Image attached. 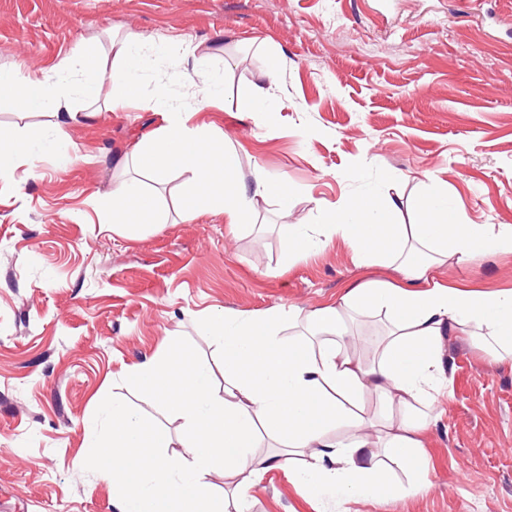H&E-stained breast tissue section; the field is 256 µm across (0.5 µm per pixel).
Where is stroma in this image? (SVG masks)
I'll list each match as a JSON object with an SVG mask.
<instances>
[{
	"mask_svg": "<svg viewBox=\"0 0 512 512\" xmlns=\"http://www.w3.org/2000/svg\"><path fill=\"white\" fill-rule=\"evenodd\" d=\"M164 44L123 107L100 103L56 141L46 113L0 111V133L40 130L34 165L0 180V512H118L95 461L72 458L106 437L103 405L120 402L178 438L184 421L127 385L136 363L187 350L224 391L222 348L204 318L272 307L306 313L363 280L398 282L387 265H359L334 241L289 260L282 221L314 226L322 210L397 196L403 223L439 184L463 224L512 226V0H0V70L48 68L78 44L111 57L109 33ZM211 53L222 97L189 124L225 130L239 175L254 165L287 178L288 207L257 199L229 231L219 214H184L186 178L141 171L127 156L156 130L157 84L173 96L187 43ZM277 63L273 110L249 116L238 99ZM75 154L62 168L58 153ZM121 173L153 195L165 222L135 237L102 208ZM449 288L512 291V254L479 252L439 266ZM451 394L426 432L427 492L336 504L303 497L285 473H262L244 512H512V363L459 335L444 340Z\"/></svg>",
	"mask_w": 512,
	"mask_h": 512,
	"instance_id": "obj_1",
	"label": "stroma"
}]
</instances>
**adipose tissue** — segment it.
<instances>
[{"label":"adipose tissue","instance_id":"1","mask_svg":"<svg viewBox=\"0 0 512 512\" xmlns=\"http://www.w3.org/2000/svg\"><path fill=\"white\" fill-rule=\"evenodd\" d=\"M153 46L132 30L115 43L111 106L127 101ZM101 70L95 47L83 45L49 69L26 65L18 78L1 72L0 108L53 113L56 135L66 139V118L98 103L95 75ZM151 106L163 124L132 147L130 159L159 174H186L189 218L220 214L236 229L247 222L256 199L290 195L286 178L259 165L251 183H244L224 132L208 124L188 126L166 86L155 90ZM401 206L390 196L369 197L323 210L312 232L301 224L279 226L293 259L340 238L363 265L394 266L401 283H359L336 304L305 316L304 339L284 336L296 315L281 307L206 318L204 328L224 347L223 396L211 392L205 371L177 346L164 360L149 358L129 369V386L162 398L186 427L174 441L121 404L109 406L112 430L91 453L103 479L118 491L122 512H229V500L216 497L207 482L216 472L240 480L278 468L302 494L341 502L428 489L424 435L448 387L444 337L462 333L492 359H512V294L434 286L430 273L479 251L511 252L512 226L493 234L479 224L458 223L456 209L434 192L414 204L419 223H401ZM106 210L116 231L132 233L161 221L138 185L126 179L114 181ZM376 315L384 319L383 331L359 352L353 327ZM369 402L375 406L370 414ZM264 438L280 451L255 458L251 450ZM396 466L406 470V481L395 480ZM249 490L240 480L238 497Z\"/></svg>","mask_w":512,"mask_h":512}]
</instances>
